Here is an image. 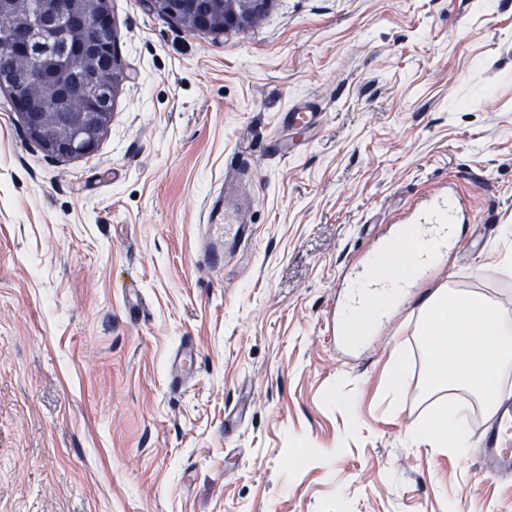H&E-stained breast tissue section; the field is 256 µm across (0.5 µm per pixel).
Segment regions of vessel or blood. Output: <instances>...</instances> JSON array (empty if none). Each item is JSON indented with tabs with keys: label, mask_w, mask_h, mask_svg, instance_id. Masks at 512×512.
Here are the masks:
<instances>
[{
	"label": "vessel or blood",
	"mask_w": 512,
	"mask_h": 512,
	"mask_svg": "<svg viewBox=\"0 0 512 512\" xmlns=\"http://www.w3.org/2000/svg\"><path fill=\"white\" fill-rule=\"evenodd\" d=\"M285 119L292 128H312L320 115L302 99L292 101ZM250 164L241 154L229 157L224 173V186L210 200L207 221L197 227L196 264L211 271L224 267L226 259L237 247L254 239L251 225L242 219L250 202L247 190ZM411 210L418 213L416 232L431 242L430 250L418 253L415 265L425 271L455 248L456 226L471 221L473 213L456 189L447 195H426L414 200ZM403 242L399 232L379 238L363 260L345 271V289L337 298L328 326L329 341L337 353L348 355L357 350L352 331L357 322L383 315L380 299L390 285L388 273L394 265L395 252ZM197 357L192 339H183L168 361L169 385L181 390L189 378ZM477 455L496 476L512 474V398H503L490 421L479 434Z\"/></svg>",
	"instance_id": "1"
}]
</instances>
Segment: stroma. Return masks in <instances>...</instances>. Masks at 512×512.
Masks as SVG:
<instances>
[{
	"label": "stroma",
	"mask_w": 512,
	"mask_h": 512,
	"mask_svg": "<svg viewBox=\"0 0 512 512\" xmlns=\"http://www.w3.org/2000/svg\"><path fill=\"white\" fill-rule=\"evenodd\" d=\"M109 10L126 78L91 153L45 152L0 91V512H512V479L418 434L450 400L471 437L488 421L466 391L425 395L424 299L449 287L512 312V0H274L219 35L143 0ZM299 98L322 123L268 158ZM235 150L254 244L214 273L195 230ZM452 184L493 220L488 250L460 227L338 362L343 269L377 220ZM186 337L198 363L174 392ZM197 357V346L191 338L183 339L168 361L169 385L179 391L193 371Z\"/></svg>",
	"instance_id": "35a3bbf8"
}]
</instances>
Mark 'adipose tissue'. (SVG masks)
<instances>
[{
    "label": "adipose tissue",
    "instance_id": "ef3b65f1",
    "mask_svg": "<svg viewBox=\"0 0 512 512\" xmlns=\"http://www.w3.org/2000/svg\"><path fill=\"white\" fill-rule=\"evenodd\" d=\"M423 308L428 391L465 390L476 394L486 410H493L498 378L512 368V326L501 320L489 301L477 296L438 289ZM420 432L433 447L451 448L458 458H467L472 451L462 405H440Z\"/></svg>",
    "mask_w": 512,
    "mask_h": 512
}]
</instances>
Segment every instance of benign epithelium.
<instances>
[{
  "mask_svg": "<svg viewBox=\"0 0 512 512\" xmlns=\"http://www.w3.org/2000/svg\"><path fill=\"white\" fill-rule=\"evenodd\" d=\"M271 2L146 0V5L190 32L222 34L254 25ZM4 11L20 24L0 27V48L19 67L0 71V89L26 133L57 157L91 152L125 78L109 41L79 36L86 28L101 34L112 30L108 0H0ZM86 70L107 73L109 82L89 84ZM46 88L60 111L40 108Z\"/></svg>",
  "mask_w": 512,
  "mask_h": 512,
  "instance_id": "obj_1",
  "label": "benign epithelium"
}]
</instances>
